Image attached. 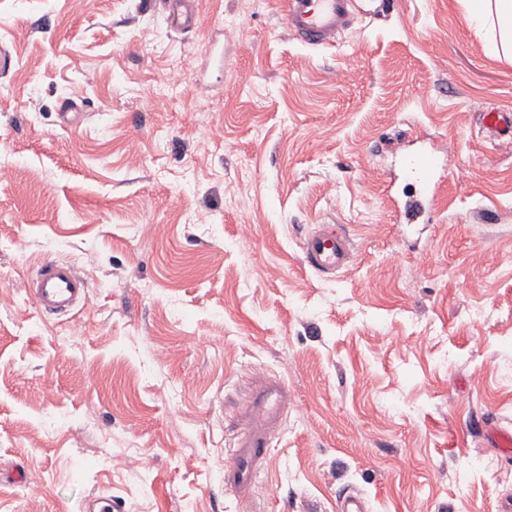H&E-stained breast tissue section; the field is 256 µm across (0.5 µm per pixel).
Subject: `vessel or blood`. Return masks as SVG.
<instances>
[{"instance_id":"b4317fda","label":"vessel or blood","mask_w":512,"mask_h":512,"mask_svg":"<svg viewBox=\"0 0 512 512\" xmlns=\"http://www.w3.org/2000/svg\"><path fill=\"white\" fill-rule=\"evenodd\" d=\"M365 0H279L281 14L290 34L301 44L326 47L335 44L339 34L351 28L365 14ZM482 129L496 146L512 145V115L486 112ZM405 169L422 196L406 206L407 215L425 207L443 177L447 163L435 151L424 150L406 155ZM303 262L314 273L333 277L344 270L353 258L349 237L334 225L320 224L302 243ZM31 297L40 313L67 315L84 303L89 282L71 263L45 260L37 264L28 281ZM292 402L285 381L276 375L261 374L249 378L242 397L235 403L229 427L234 442L224 468V485L239 501L254 499L260 473L270 463L269 448L280 431ZM122 503L104 495H91L81 503V512H122Z\"/></svg>"}]
</instances>
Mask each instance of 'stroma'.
Masks as SVG:
<instances>
[{
	"mask_svg": "<svg viewBox=\"0 0 512 512\" xmlns=\"http://www.w3.org/2000/svg\"><path fill=\"white\" fill-rule=\"evenodd\" d=\"M371 8L312 48L278 0H197L190 30L167 0H0V512H247L225 416L256 373L293 393L259 512L512 500L484 429H512V147L480 125L512 62L459 0ZM399 140L447 161L417 224ZM314 224L352 242L336 277L302 264ZM45 257L91 285L73 349L27 291ZM82 512H121L122 503L112 497L104 495H91L86 497L81 503Z\"/></svg>",
	"mask_w": 512,
	"mask_h": 512,
	"instance_id": "stroma-1",
	"label": "stroma"
}]
</instances>
